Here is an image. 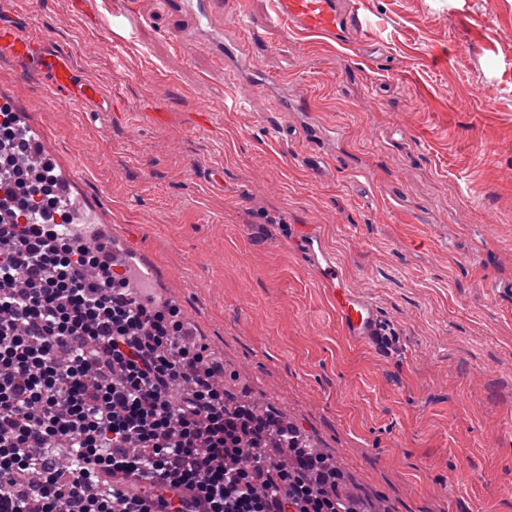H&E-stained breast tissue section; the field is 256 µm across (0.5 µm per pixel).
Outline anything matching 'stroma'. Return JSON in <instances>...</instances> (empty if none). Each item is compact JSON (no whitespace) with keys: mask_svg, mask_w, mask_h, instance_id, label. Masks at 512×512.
Wrapping results in <instances>:
<instances>
[{"mask_svg":"<svg viewBox=\"0 0 512 512\" xmlns=\"http://www.w3.org/2000/svg\"><path fill=\"white\" fill-rule=\"evenodd\" d=\"M120 2L0 0V19L49 34L111 111L58 102L8 62L0 92L245 397L339 460L355 504L512 512V0H345L380 42L372 56L298 43L270 24L269 0L209 19L138 0L116 62L91 47L112 40ZM241 11L249 59L339 131L335 149L204 49ZM305 224L395 329L389 350L344 336L297 252Z\"/></svg>","mask_w":512,"mask_h":512,"instance_id":"35a3bbf8","label":"stroma"}]
</instances>
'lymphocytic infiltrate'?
Masks as SVG:
<instances>
[{"label":"lymphocytic infiltrate","instance_id":"lymphocytic-infiltrate-1","mask_svg":"<svg viewBox=\"0 0 512 512\" xmlns=\"http://www.w3.org/2000/svg\"><path fill=\"white\" fill-rule=\"evenodd\" d=\"M49 165L0 174V512H345L336 472L231 404L175 306L58 224Z\"/></svg>","mask_w":512,"mask_h":512}]
</instances>
